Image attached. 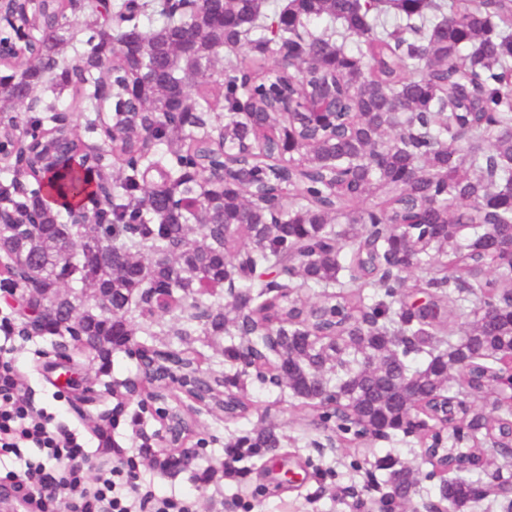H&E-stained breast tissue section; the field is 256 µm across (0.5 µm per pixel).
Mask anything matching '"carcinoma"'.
<instances>
[{
    "mask_svg": "<svg viewBox=\"0 0 512 512\" xmlns=\"http://www.w3.org/2000/svg\"><path fill=\"white\" fill-rule=\"evenodd\" d=\"M63 8L45 0L36 55L0 75V112L40 92L45 61L56 85L84 90L86 112H100L107 81L112 138L98 160L109 178L111 156L125 172L103 198L91 243L61 239L69 210L53 202L62 194L80 207L100 185L77 172L63 193L42 175L26 192L15 176L0 182V200L39 208L32 232L0 224V250L34 263L49 333L76 327L95 344L152 289L169 288L192 299L178 307V341L197 322L229 337L231 368L245 355L273 368L270 384L349 442L402 435L442 445L456 462L437 485L445 512H471L489 496L512 512L507 486L474 478L512 463V409L495 416L475 405L512 357V308L502 303L512 267L495 251L512 241V0H156L160 23L150 28L134 0L90 3V50L70 61L61 58L72 39L57 21ZM323 90L338 103L334 130L288 109ZM215 94L224 99L220 153L193 135ZM57 112L49 103L20 119L7 150ZM488 132L489 150L461 157ZM370 198L382 208L353 210ZM261 267L278 279L255 283ZM412 272L428 290L424 306L396 300ZM64 280L109 297L113 314L62 289ZM204 281L228 284L230 301L202 299ZM297 288L316 290L315 300L293 296ZM240 390L238 373L224 375V398L244 408ZM422 400L453 401L457 417L429 423L415 411ZM279 442L262 427L234 447ZM378 468L407 491L393 503L407 512L418 471L391 458Z\"/></svg>",
    "mask_w": 512,
    "mask_h": 512,
    "instance_id": "carcinoma-1",
    "label": "carcinoma"
}]
</instances>
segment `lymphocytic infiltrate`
<instances>
[{"instance_id": "lymphocytic-infiltrate-1", "label": "lymphocytic infiltrate", "mask_w": 512, "mask_h": 512, "mask_svg": "<svg viewBox=\"0 0 512 512\" xmlns=\"http://www.w3.org/2000/svg\"><path fill=\"white\" fill-rule=\"evenodd\" d=\"M23 387L22 375L0 357V456L37 449L21 472L7 478L18 497L36 499L38 512H57L63 500L68 512H195L191 500L138 483L135 456L90 472L84 437L48 413H32Z\"/></svg>"}]
</instances>
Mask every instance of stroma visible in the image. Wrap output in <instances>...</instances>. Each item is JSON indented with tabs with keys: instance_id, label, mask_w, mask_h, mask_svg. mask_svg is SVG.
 <instances>
[{
	"instance_id": "stroma-1",
	"label": "stroma",
	"mask_w": 512,
	"mask_h": 512,
	"mask_svg": "<svg viewBox=\"0 0 512 512\" xmlns=\"http://www.w3.org/2000/svg\"><path fill=\"white\" fill-rule=\"evenodd\" d=\"M3 317L13 327L10 357L24 377V393L33 409L86 433L101 427L112 448L106 454L91 451V466L137 454L140 480L159 494L191 498L197 512H370L369 500L380 495L374 482L385 477L375 467L377 460L390 456L425 472L430 469L412 439L371 446L327 438L309 425V411L300 400L250 375L243 379L250 404L245 417L228 421L220 413L201 415L192 466L167 470L159 464L165 455L159 416L142 409L138 400L112 396L101 387L105 381L137 377L136 358L117 351L105 363L75 350L68 372L58 366L57 337L21 335L24 319L17 296L0 292ZM269 425L281 436L279 448L241 460L239 476H225V443Z\"/></svg>"
}]
</instances>
